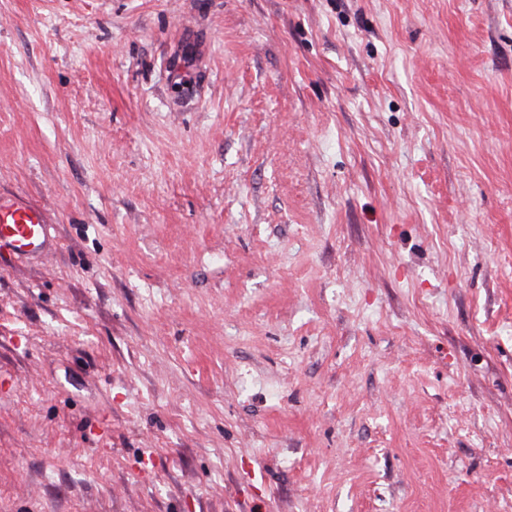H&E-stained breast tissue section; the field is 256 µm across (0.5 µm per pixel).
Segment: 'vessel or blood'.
Masks as SVG:
<instances>
[{
  "label": "vessel or blood",
  "mask_w": 512,
  "mask_h": 512,
  "mask_svg": "<svg viewBox=\"0 0 512 512\" xmlns=\"http://www.w3.org/2000/svg\"><path fill=\"white\" fill-rule=\"evenodd\" d=\"M52 220L45 206L25 198H0V248L24 257L52 254Z\"/></svg>",
  "instance_id": "obj_1"
}]
</instances>
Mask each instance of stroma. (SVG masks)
Segmentation results:
<instances>
[{
    "instance_id": "35a3bbf8",
    "label": "stroma",
    "mask_w": 512,
    "mask_h": 512,
    "mask_svg": "<svg viewBox=\"0 0 512 512\" xmlns=\"http://www.w3.org/2000/svg\"><path fill=\"white\" fill-rule=\"evenodd\" d=\"M0 512L512 507V0H0ZM52 229L45 206L21 197L6 202L0 195V249L43 259L55 249Z\"/></svg>"
}]
</instances>
